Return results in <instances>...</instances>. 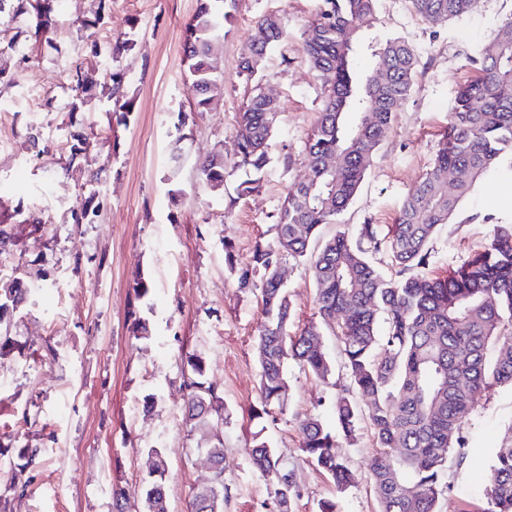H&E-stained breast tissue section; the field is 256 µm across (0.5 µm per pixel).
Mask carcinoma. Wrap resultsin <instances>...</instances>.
<instances>
[{
	"instance_id": "carcinoma-1",
	"label": "carcinoma",
	"mask_w": 512,
	"mask_h": 512,
	"mask_svg": "<svg viewBox=\"0 0 512 512\" xmlns=\"http://www.w3.org/2000/svg\"><path fill=\"white\" fill-rule=\"evenodd\" d=\"M60 0H43L35 13L30 0H0V22L29 19L23 43L60 48L48 37ZM480 0H411L416 14L445 23L473 12ZM378 0H320L314 17L302 24L304 53L322 91V107L303 144L306 179L288 186L273 224L272 244H258L249 264L237 270L238 288L259 292L264 324L258 336L259 403L257 419L276 421L288 402V364L296 362L325 380L333 364L323 348V333L341 343L347 384L334 404L337 431L316 417L300 421V450L327 474L337 490L353 483L348 466L335 452L337 435L351 440L367 420L377 447L370 465L379 512H439L448 460H466L462 429L480 395L512 386V224H495L484 251L444 278L419 272L428 266L430 243L449 223L459 204L489 170L512 165V18L496 37L477 47L468 62L479 76L461 87L448 128L431 168L410 191L396 223L382 233L362 224L357 236L344 231L314 253L309 247L319 228L335 224L364 180L370 160L394 122L395 112L416 86L418 56L402 36H369L377 20ZM224 0H200L185 27L184 55L191 77L190 96L198 109L215 99L221 72L213 59V42L224 30ZM279 18L259 21L251 54L239 73L252 90L238 113L234 140L237 168L246 179L237 196L259 190L260 174L270 162L268 141L278 107L262 93L261 64L282 37ZM374 58L369 71L356 59ZM104 94L113 111H131L126 73L111 72ZM78 109L87 92L84 62L70 69ZM213 189L224 186V154L200 166ZM100 204L89 198L72 212L75 224L92 222ZM386 250L391 273L373 254ZM310 260L319 323L297 336L288 334L291 303L278 277L283 256ZM186 380V422L203 428L213 440L207 449L210 483L197 492L190 512L207 503L224 509V448L215 418L225 411L218 387L205 379L204 362L190 361ZM366 400V407L358 398ZM147 474L138 494L144 512H166L167 462L156 447L146 450ZM251 461L268 478L272 503L289 512L296 476L280 462L275 449L257 431ZM489 512H512V444L495 449L485 479Z\"/></svg>"
}]
</instances>
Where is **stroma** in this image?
<instances>
[{
    "instance_id": "1",
    "label": "stroma",
    "mask_w": 512,
    "mask_h": 512,
    "mask_svg": "<svg viewBox=\"0 0 512 512\" xmlns=\"http://www.w3.org/2000/svg\"><path fill=\"white\" fill-rule=\"evenodd\" d=\"M319 0H235L224 36L215 44L223 82L217 106L198 112L188 93L183 60L184 30L198 0H65L52 37L60 53H19L18 23H0V67L14 77L0 90V213L36 211L46 224L5 246L4 277L42 284L16 310L0 315V329L25 346L26 356L0 360V495L11 482L28 488L6 512H112V486L132 496L129 512H143L136 491L146 472V448L165 451L167 512H189L192 497L208 479L207 434L186 425L183 375L201 358L206 376L221 387L229 417L223 425L224 512H269L270 489L254 468V431H263L297 474L290 512H319L322 501L336 512H378L369 482L376 451L368 422L354 440L338 439L336 454L355 476L346 491L308 461L300 450V419L332 423L337 389L344 376L338 342L325 335L324 348L336 368L320 380L297 364L288 367V405L276 423L262 424L257 337L264 323L258 294L238 288L234 270L248 263L257 243L275 238L274 216L290 183L306 177L303 141L322 105L320 87L303 52L301 25ZM103 10L92 33L101 45L130 39L131 52L112 61L100 56L87 77L93 98L77 111L57 108L69 94L66 65L83 56L86 41L76 21ZM276 13L284 38L262 67L267 88L279 104L269 141L270 163L260 191L235 198L241 178L232 173L223 189L201 180L199 159L223 148L234 161L237 114L248 87L238 64L248 52L256 20ZM512 16V0H482L474 13L434 25L417 15L409 0H378L375 33L406 37L419 65L414 93L396 114L366 176L338 224L323 225L320 237L362 224H394L409 191L429 170L448 126L455 96L473 75L467 56L491 40ZM126 73L130 112H113L101 93L112 69ZM43 134L31 149L26 132ZM81 164L69 166L72 149ZM102 171L90 190L87 168ZM102 206L91 223L71 214L88 195ZM512 224V171L484 176L454 219L431 243L432 276H445L486 245L492 225ZM292 303L289 334L317 321L315 285L306 262L284 259ZM153 286L137 299L136 278ZM149 325L148 336L132 332L134 317ZM467 461L449 467L450 486L439 512H487L482 477L494 450L512 443V388L480 396L463 426ZM38 447L39 464L22 467L17 451Z\"/></svg>"
}]
</instances>
